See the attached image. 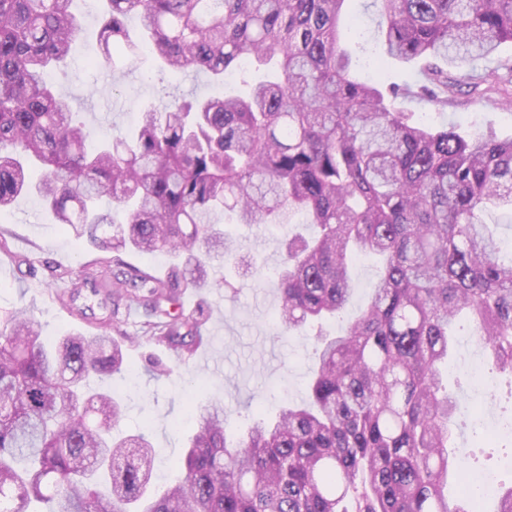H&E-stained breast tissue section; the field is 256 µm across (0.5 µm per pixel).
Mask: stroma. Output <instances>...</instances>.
I'll list each match as a JSON object with an SVG mask.
<instances>
[{"label": "stroma", "mask_w": 512, "mask_h": 512, "mask_svg": "<svg viewBox=\"0 0 512 512\" xmlns=\"http://www.w3.org/2000/svg\"><path fill=\"white\" fill-rule=\"evenodd\" d=\"M79 10L83 33L55 81L95 133L129 132L139 112L167 105L175 87L197 96L231 95L241 87L232 76L217 85L191 71L176 76L160 73L145 51L132 62L117 57L109 70L90 66L86 58L93 52L101 14L84 4ZM428 121L435 127L452 126L463 135L491 131L505 138L512 135V103L473 101L430 112ZM224 230L244 240L249 250L260 252L270 267L280 262L281 244L288 236L311 232L300 214L290 215L288 223L280 226L228 224ZM0 238L7 243L0 251V317L26 309L39 322L43 335L52 339L70 332L99 333L94 317L77 314L61 303L64 284L56 275L78 273L101 258V251L85 242L74 243L32 195L19 198L11 213L0 217ZM350 267L354 292L345 315L325 323L333 333L343 332L349 318L364 308L379 271L372 256L354 257ZM182 304L185 313L204 314L202 339L193 354L182 361L165 344L140 338L144 317L133 311L123 315L120 325L133 338L124 347L125 360L133 370L106 381L125 406L116 435L135 433L142 421H150L156 453L154 484L160 488L177 478L185 443L195 427L193 418L207 399H221L232 408L227 433L238 438L252 423L251 406L261 405L271 419L284 402L301 400L313 365L310 339L279 333L278 294L272 283L257 288L252 276L231 272L222 287L187 294ZM474 334L471 324L459 328L448 367L442 372L443 384L463 394L452 447L468 460L472 472L500 480L512 472V432L504 428L512 416V374L486 372Z\"/></svg>", "instance_id": "1"}]
</instances>
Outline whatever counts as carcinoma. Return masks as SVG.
<instances>
[{"instance_id": "1", "label": "carcinoma", "mask_w": 512, "mask_h": 512, "mask_svg": "<svg viewBox=\"0 0 512 512\" xmlns=\"http://www.w3.org/2000/svg\"><path fill=\"white\" fill-rule=\"evenodd\" d=\"M72 2L0 0V214L35 193L75 240L113 254L61 297L90 289L103 331L47 349L25 311L0 322V512L33 499L46 512H476L464 491L451 505L445 494L463 461L448 452L457 401L440 375L460 318L490 370L512 373V259L482 220L512 212V137L465 139L398 102L443 110L464 84L511 100L512 59L489 78L447 67L512 42V0H372L383 58L423 77L387 91L357 78L341 42L350 0H106L96 67L146 50L174 75L222 82L256 63L267 79H242L243 96L171 92L96 147L52 80L82 31ZM293 210L318 233L289 239L274 271L282 332L346 306L355 252L382 264L369 302L343 334L318 337L308 398L276 421L257 410L231 443L221 402L199 412L180 478L157 495L150 423L112 438L121 403L86 384L131 370L113 319L140 308L145 334L192 352L199 320L180 310L182 290L207 287L216 259L244 261L225 214L250 226ZM125 251L166 254L171 272L129 266Z\"/></svg>"}]
</instances>
